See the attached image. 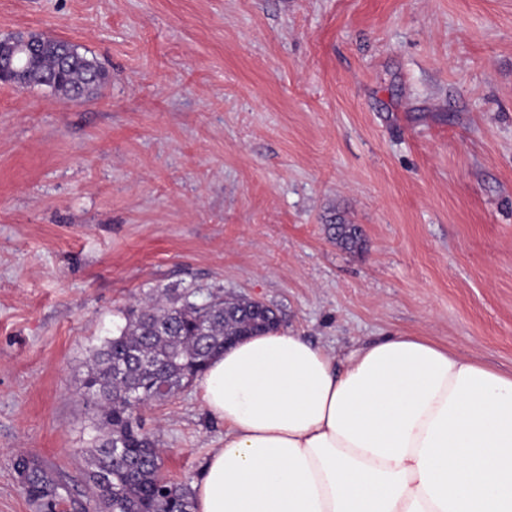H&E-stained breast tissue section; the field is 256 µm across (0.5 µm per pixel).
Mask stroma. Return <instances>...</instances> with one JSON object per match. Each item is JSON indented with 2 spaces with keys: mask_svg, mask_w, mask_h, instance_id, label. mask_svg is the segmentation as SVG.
<instances>
[{
  "mask_svg": "<svg viewBox=\"0 0 512 512\" xmlns=\"http://www.w3.org/2000/svg\"><path fill=\"white\" fill-rule=\"evenodd\" d=\"M18 32L106 79L81 103L0 83V512H39L22 458L94 512L88 350L167 289L512 374V0H0ZM143 418L177 482L223 445L198 383ZM331 239L336 246L343 250L355 251L361 248L362 231L356 224H347L341 218L336 219V224H330Z\"/></svg>",
  "mask_w": 512,
  "mask_h": 512,
  "instance_id": "1",
  "label": "stroma"
}]
</instances>
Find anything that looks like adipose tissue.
<instances>
[{"label": "adipose tissue", "instance_id": "adipose-tissue-1", "mask_svg": "<svg viewBox=\"0 0 512 512\" xmlns=\"http://www.w3.org/2000/svg\"><path fill=\"white\" fill-rule=\"evenodd\" d=\"M194 512H512V374L425 336L343 356L278 330L215 356Z\"/></svg>", "mask_w": 512, "mask_h": 512}]
</instances>
